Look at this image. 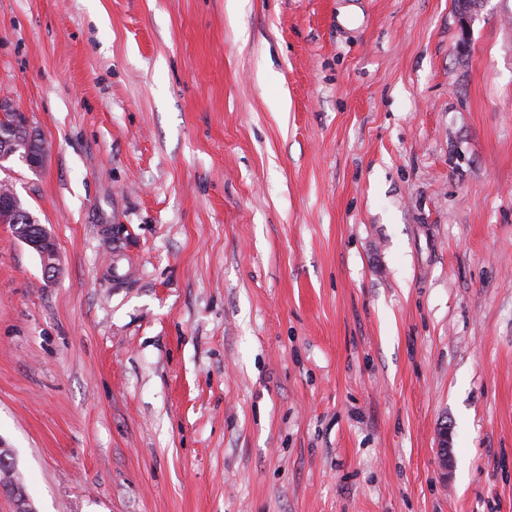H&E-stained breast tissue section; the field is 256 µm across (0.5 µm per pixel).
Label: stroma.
<instances>
[{
  "mask_svg": "<svg viewBox=\"0 0 512 512\" xmlns=\"http://www.w3.org/2000/svg\"><path fill=\"white\" fill-rule=\"evenodd\" d=\"M1 94L36 512H512V0H0ZM4 196L9 197L10 204L4 207H1V195H0V219L5 220V218L10 217L8 220V224H11V227L13 229L14 234L20 238L22 242L27 244L33 251L37 253L39 256L41 262H42V269L43 273L47 278H52L55 276V273L57 271V247L52 239V237L47 233L45 228L40 225L38 226L41 230H39L36 233L32 232L33 227H26L24 224H38L35 217L26 209L24 208V205L17 195H7L4 194ZM18 209L19 211H23L24 213L28 214V216L33 217V221H30L28 223H11V216H9L10 212L14 209ZM7 221V220H5Z\"/></svg>",
  "mask_w": 512,
  "mask_h": 512,
  "instance_id": "35a3bbf8",
  "label": "stroma"
}]
</instances>
